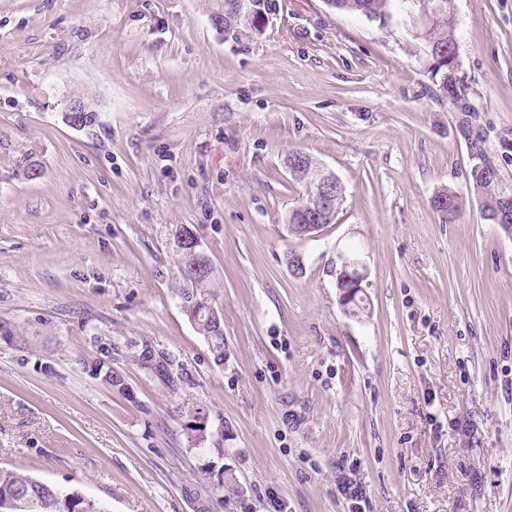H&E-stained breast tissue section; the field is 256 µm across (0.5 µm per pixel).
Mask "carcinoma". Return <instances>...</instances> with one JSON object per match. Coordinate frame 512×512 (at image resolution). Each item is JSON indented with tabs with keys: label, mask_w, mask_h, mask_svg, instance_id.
<instances>
[{
	"label": "carcinoma",
	"mask_w": 512,
	"mask_h": 512,
	"mask_svg": "<svg viewBox=\"0 0 512 512\" xmlns=\"http://www.w3.org/2000/svg\"><path fill=\"white\" fill-rule=\"evenodd\" d=\"M409 0H326V4L342 13L356 14L371 22L384 24L394 18H409L405 6ZM416 10L431 15V24L415 36L423 42L428 52H438V60L432 72L437 96L449 100L455 93L448 92L452 86V64L457 47L456 23L448 18V0H417ZM454 111L460 113L459 127L466 134L470 146L469 182L471 190L479 201L485 221L490 224L512 225V211L501 209L498 192L504 182L501 179L496 154L485 146L483 128L473 127L476 109L471 96L454 100ZM431 206L444 222L453 223L460 216L463 199L450 187L439 189L431 198ZM186 274L191 287L182 291V305L185 315L196 310L199 302L211 296L209 289L210 271L200 273L202 257L180 247ZM213 347L211 351L217 364L224 363V331L221 327L210 329ZM0 512H108L95 499L84 496L74 489H67L17 469L0 468Z\"/></svg>",
	"instance_id": "cac0c4a2"
}]
</instances>
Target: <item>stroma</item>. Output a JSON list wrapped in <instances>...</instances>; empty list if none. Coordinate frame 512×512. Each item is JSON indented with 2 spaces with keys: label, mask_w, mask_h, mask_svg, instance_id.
Here are the masks:
<instances>
[{
  "label": "stroma",
  "mask_w": 512,
  "mask_h": 512,
  "mask_svg": "<svg viewBox=\"0 0 512 512\" xmlns=\"http://www.w3.org/2000/svg\"><path fill=\"white\" fill-rule=\"evenodd\" d=\"M490 148L512 142V0H455ZM0 0V467L111 512H512V237L470 190L411 22L276 0ZM83 97L99 118L65 120ZM299 148L345 198L283 224ZM39 162L40 177L25 174ZM459 192L443 222L430 199ZM192 231L224 362L181 308ZM303 260L302 272L288 265ZM367 301L338 300L340 255ZM151 347L176 386L141 366ZM111 365V387L88 370ZM303 188V186H302ZM304 190V188H303ZM299 195L297 201L288 210L286 216V224H283V228L289 238H296L295 240L309 241L319 237L320 233L328 226L327 220H331V214L324 216L322 224H310L307 221L305 215H303L299 209L303 205V194ZM431 206L444 222L453 223L460 216L463 199L452 188L443 187L432 196Z\"/></svg>",
  "instance_id": "35a3bbf8"
}]
</instances>
